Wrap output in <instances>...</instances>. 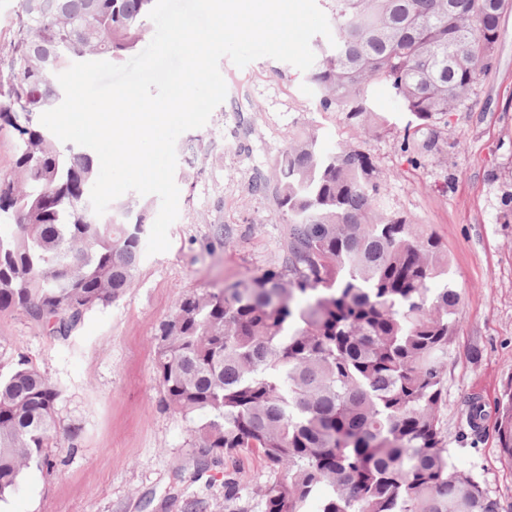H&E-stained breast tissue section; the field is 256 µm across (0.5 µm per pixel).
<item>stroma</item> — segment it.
Here are the masks:
<instances>
[{
  "label": "stroma",
  "instance_id": "35a3bbf8",
  "mask_svg": "<svg viewBox=\"0 0 512 512\" xmlns=\"http://www.w3.org/2000/svg\"><path fill=\"white\" fill-rule=\"evenodd\" d=\"M219 69L227 96L190 132L198 161L189 180L176 182L170 248L141 256L131 288L86 312L68 340L21 310L0 311V361L21 354L58 380L61 424L80 429L75 447L57 449L54 471L24 470L0 512H232L226 479L253 503L273 477L243 450L212 463L210 481L197 479L189 424L168 409L154 369L155 338L185 294L282 263L287 226L271 197L253 192L255 174L272 176L307 128H318L328 149L357 132L341 113L320 109L307 73L289 63L265 57L239 68L225 57ZM372 106L393 120L363 143L384 182L381 206L438 238L461 293L446 373L448 452L480 477L499 512H512V464L494 432L497 405L512 391V11L501 20L493 68L419 163L400 149L410 119L403 101L378 85ZM473 393L485 406L476 434L461 413Z\"/></svg>",
  "mask_w": 512,
  "mask_h": 512
}]
</instances>
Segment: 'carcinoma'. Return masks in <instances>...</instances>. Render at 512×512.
I'll list each match as a JSON object with an SVG mask.
<instances>
[{"mask_svg": "<svg viewBox=\"0 0 512 512\" xmlns=\"http://www.w3.org/2000/svg\"><path fill=\"white\" fill-rule=\"evenodd\" d=\"M20 0L0 83V127L18 150L0 179V310L20 309L68 339L86 311L131 287L150 204L90 203L97 158L62 147L40 122L57 107V74L97 57L121 59L148 33L153 0ZM335 44L315 43L308 74L320 108L369 135L388 130L370 88L385 85L412 121L410 138L434 144L448 113L493 66L512 0H324ZM273 189L288 224L284 263L217 291L187 294L156 337L154 364L168 408L189 422L209 460L242 449L276 472L259 512H498V502L448 455L450 343L461 295L448 284L438 239L378 206L384 184L359 144L321 146L302 132L279 154ZM60 383L23 355L0 366V501L34 463L52 470L54 448H73L60 425ZM480 429L484 409L465 399ZM497 438L512 463V393Z\"/></svg>", "mask_w": 512, "mask_h": 512, "instance_id": "1", "label": "carcinoma"}]
</instances>
